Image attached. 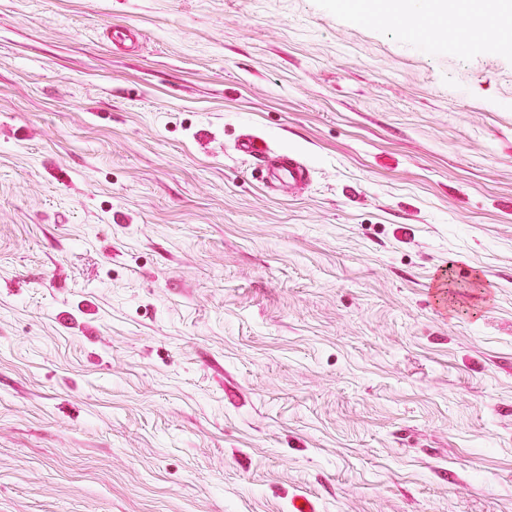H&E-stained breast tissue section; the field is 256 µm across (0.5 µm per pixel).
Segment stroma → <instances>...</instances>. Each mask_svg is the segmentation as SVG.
Returning a JSON list of instances; mask_svg holds the SVG:
<instances>
[{"instance_id": "35a3bbf8", "label": "stroma", "mask_w": 512, "mask_h": 512, "mask_svg": "<svg viewBox=\"0 0 512 512\" xmlns=\"http://www.w3.org/2000/svg\"><path fill=\"white\" fill-rule=\"evenodd\" d=\"M487 20L0 0V512H512ZM239 148L256 160L258 165L268 167L275 178L288 180L289 186H302L309 179L308 165L301 156L273 153L258 135H248L239 143Z\"/></svg>"}]
</instances>
